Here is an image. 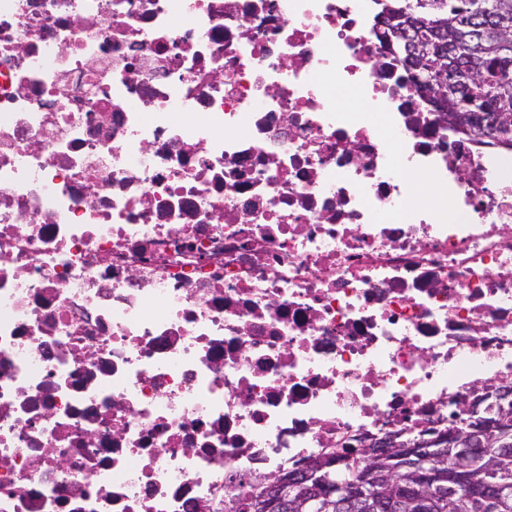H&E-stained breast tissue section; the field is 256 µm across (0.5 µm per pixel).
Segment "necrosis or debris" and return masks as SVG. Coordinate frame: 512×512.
I'll list each match as a JSON object with an SVG mask.
<instances>
[{
	"instance_id": "necrosis-or-debris-1",
	"label": "necrosis or debris",
	"mask_w": 512,
	"mask_h": 512,
	"mask_svg": "<svg viewBox=\"0 0 512 512\" xmlns=\"http://www.w3.org/2000/svg\"><path fill=\"white\" fill-rule=\"evenodd\" d=\"M379 27L0 0V512H223L512 383V153L440 122ZM425 177L466 222L408 210Z\"/></svg>"
}]
</instances>
